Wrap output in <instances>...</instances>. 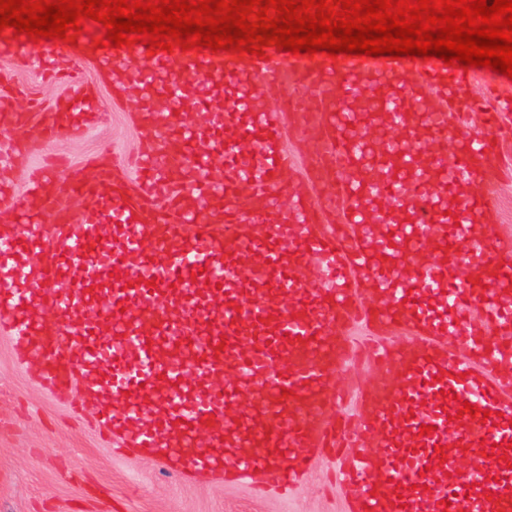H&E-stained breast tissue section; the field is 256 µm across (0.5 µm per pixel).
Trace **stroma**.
Here are the masks:
<instances>
[{
    "label": "stroma",
    "instance_id": "35a3bbf8",
    "mask_svg": "<svg viewBox=\"0 0 512 512\" xmlns=\"http://www.w3.org/2000/svg\"><path fill=\"white\" fill-rule=\"evenodd\" d=\"M25 59L0 54V83L19 103L34 99L55 108L72 91L65 74L79 68L106 107L99 124L55 141L40 155L29 151L35 113L19 110L18 122L0 133V205L19 201L31 167L50 163L53 178L68 182L75 171L100 161L132 173L139 158L157 152L148 143L135 98L116 97L95 55L58 53L56 78L39 73L42 45L26 43ZM108 158H100L102 143ZM482 191L495 203L497 233L512 240V142L503 148V170ZM377 378L367 355L351 353L335 376L347 420L362 418L360 395ZM97 410L73 394L51 399L17 364L11 341L0 333V512H346L334 478L335 461L322 457L288 494L255 495L248 484L184 480L150 457L118 453L95 427Z\"/></svg>",
    "mask_w": 512,
    "mask_h": 512
}]
</instances>
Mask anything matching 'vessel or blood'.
<instances>
[{"label": "vessel or blood", "instance_id": "vessel-or-blood-1", "mask_svg": "<svg viewBox=\"0 0 512 512\" xmlns=\"http://www.w3.org/2000/svg\"><path fill=\"white\" fill-rule=\"evenodd\" d=\"M127 52L99 51L98 67L136 75L171 165L99 166L58 191L49 166L31 172L20 207L47 222L0 229V319L20 368L57 401L79 392L125 451L184 478L284 493L341 447L349 512H512V241L475 190L502 168L506 94L477 102L470 76L434 59ZM184 71L209 91L203 114ZM161 93L181 113L158 110ZM103 110L68 96L42 113L31 153ZM292 125L312 147L301 189ZM218 153L223 182L196 178ZM63 195L84 209L58 207ZM362 316L383 337L353 431L328 389L350 351L338 323ZM398 328L406 338L385 341ZM246 387L262 392L249 410Z\"/></svg>", "mask_w": 512, "mask_h": 512}]
</instances>
